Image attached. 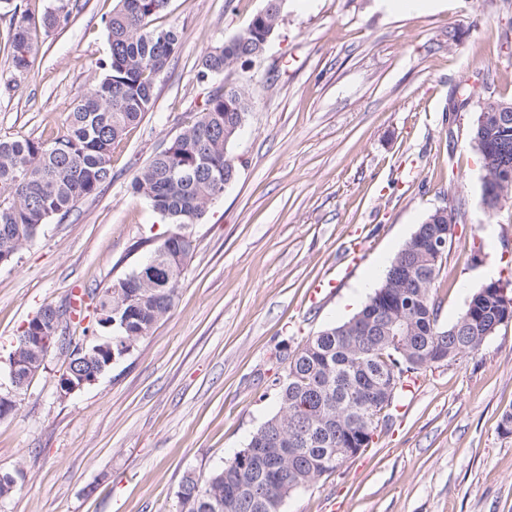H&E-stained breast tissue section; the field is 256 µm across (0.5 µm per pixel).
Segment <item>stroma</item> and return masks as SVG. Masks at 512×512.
<instances>
[{"mask_svg":"<svg viewBox=\"0 0 512 512\" xmlns=\"http://www.w3.org/2000/svg\"><path fill=\"white\" fill-rule=\"evenodd\" d=\"M116 0H87L43 37L26 79L0 90V135L52 138L96 81ZM264 0H168L156 26L181 47L149 112L111 158L112 180L52 219L0 266V381L23 325L72 288L100 291L147 257L168 226L132 190L147 160L191 122L203 54L241 32ZM251 108L236 181L198 224L173 309L97 383L68 397L52 351L0 421V471L22 488L0 512H179L186 473L245 448L276 410L270 357L350 319L428 213L459 207L436 282L449 325L483 283L512 280V201L488 211L470 137L479 98L512 102V0H438L388 13L380 0H287L264 57L239 71ZM469 78L476 99L450 113ZM363 263L321 305L347 243ZM384 409L367 448L285 499L282 512H512V325L481 349L423 370Z\"/></svg>","mask_w":512,"mask_h":512,"instance_id":"35a3bbf8","label":"stroma"}]
</instances>
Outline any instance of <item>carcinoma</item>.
Here are the masks:
<instances>
[{
	"label": "carcinoma",
	"instance_id": "obj_1",
	"mask_svg": "<svg viewBox=\"0 0 512 512\" xmlns=\"http://www.w3.org/2000/svg\"><path fill=\"white\" fill-rule=\"evenodd\" d=\"M286 0H265L273 12L256 13L241 33L205 53L197 80L209 84L224 75L227 90H209L195 119L156 152L139 170L133 190L175 226L150 255L154 264L138 265L101 294V313H92L80 299L71 306L78 321L104 330L100 316L112 325V350L126 339L136 342L174 307L178 285L196 245L182 232L198 223L214 200L238 175L233 146L236 125L249 112L240 82L231 81L249 45L278 30L279 11ZM10 9L12 66L0 77L4 90L24 79L29 57L39 48L37 27H66L83 8L81 0H53L41 24L32 23L20 6L0 0ZM167 0H117L104 20L109 44L99 62L98 81L68 113L67 134L52 140L0 137V253L15 255L52 218L64 219L78 200L112 180V148L126 129L141 120L153 104L156 75L181 46L182 32L158 28L155 17ZM498 143L501 153L491 173L506 183L503 195L488 209L512 199V115L482 127L472 138ZM428 214L397 252L378 286L359 310L375 316L360 325L349 319L323 328L287 351L276 350L282 371L271 386L277 410L251 436L247 446L224 466L200 478L183 477L181 512H282L291 492L336 472L349 459L351 447L365 448L378 427L379 414L403 394V382L433 366L437 354L453 361L479 350L482 332L500 314L498 299L479 287L450 325L438 323L434 298L442 261L435 260L428 240L439 231ZM395 313L412 326L406 337L394 339L383 330V316Z\"/></svg>",
	"mask_w": 512,
	"mask_h": 512
}]
</instances>
